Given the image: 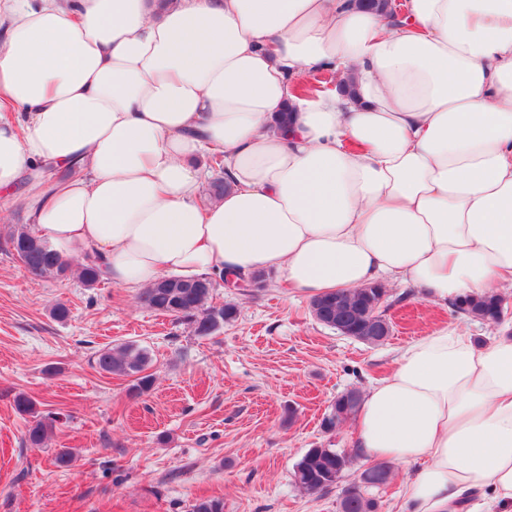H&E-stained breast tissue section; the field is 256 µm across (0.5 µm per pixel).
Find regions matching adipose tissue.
I'll list each match as a JSON object with an SVG mask.
<instances>
[{
    "mask_svg": "<svg viewBox=\"0 0 512 512\" xmlns=\"http://www.w3.org/2000/svg\"><path fill=\"white\" fill-rule=\"evenodd\" d=\"M0 0V199L141 289L273 271L315 297L512 287V0ZM325 71L354 95L300 94ZM223 198L201 205L206 159ZM74 169L43 189L46 170ZM354 447L416 466L412 512H512V323L412 341Z\"/></svg>",
    "mask_w": 512,
    "mask_h": 512,
    "instance_id": "obj_1",
    "label": "adipose tissue"
}]
</instances>
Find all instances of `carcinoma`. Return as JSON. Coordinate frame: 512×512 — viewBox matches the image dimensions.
I'll return each mask as SVG.
<instances>
[{
  "instance_id": "obj_1",
  "label": "carcinoma",
  "mask_w": 512,
  "mask_h": 512,
  "mask_svg": "<svg viewBox=\"0 0 512 512\" xmlns=\"http://www.w3.org/2000/svg\"><path fill=\"white\" fill-rule=\"evenodd\" d=\"M5 251L16 256L24 268L37 277L64 278L72 272L71 261L40 238L26 225L12 229L5 239ZM77 276L87 288H94L102 278L95 259L87 257L77 267ZM171 287H161L157 281L149 288L141 289L138 300L154 312L186 321L197 336H211L219 331L224 323L236 318L237 309L231 303L214 302V282L206 279L207 287L200 288L201 277L185 279L169 276ZM384 293V287H365L354 292H341V300L336 293H328L313 298L312 304L328 314L336 312V303L345 305L346 310L336 331L345 336H354L367 325L366 314L369 304ZM456 311L483 321L499 320L502 299L498 294H488L479 298H466L454 304ZM97 367L104 373L133 379L131 390L140 394L147 392L154 384L153 375L147 373L150 364L148 351L136 343L129 342L116 347L104 348L95 355ZM53 429V423L42 418L34 421L25 435L26 442L35 448L40 447ZM359 453H347L335 448H311L296 464L294 482L306 493L323 495L339 487L346 471L351 468ZM349 490H340V512H378L380 504L372 495V488L360 487L356 481L347 483Z\"/></svg>"
}]
</instances>
